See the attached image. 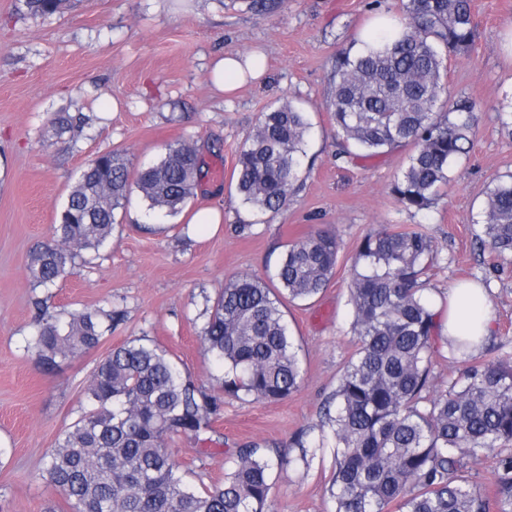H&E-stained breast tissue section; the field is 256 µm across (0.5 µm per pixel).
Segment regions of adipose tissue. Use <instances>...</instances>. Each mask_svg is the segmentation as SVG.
I'll list each match as a JSON object with an SVG mask.
<instances>
[{"mask_svg":"<svg viewBox=\"0 0 512 512\" xmlns=\"http://www.w3.org/2000/svg\"><path fill=\"white\" fill-rule=\"evenodd\" d=\"M265 73L263 57L227 54L215 63L212 79L219 91L231 93L248 82L262 79ZM485 302L486 293L479 283L461 282L449 288L441 316L443 336L480 345L492 331V318L484 308Z\"/></svg>","mask_w":512,"mask_h":512,"instance_id":"adipose-tissue-1","label":"adipose tissue"}]
</instances>
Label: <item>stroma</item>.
Returning a JSON list of instances; mask_svg holds the SVG:
<instances>
[{"mask_svg":"<svg viewBox=\"0 0 512 512\" xmlns=\"http://www.w3.org/2000/svg\"><path fill=\"white\" fill-rule=\"evenodd\" d=\"M250 2L63 0L41 15L25 0H0V512H71L39 473L58 435L86 409L88 380L113 347L144 338L203 392L220 395L221 371L201 340L220 289L237 275L270 281L285 244L317 228L335 233L340 251L327 288L284 308L301 386L276 403L221 395L217 443L173 434L172 456L191 483L222 481L240 450L256 444L277 461L266 512H335L334 438L324 412L356 349L352 258L377 225L419 226L434 239L438 262L424 293L432 309L457 282L484 286L493 318L484 349L488 359L512 361V260L492 262L476 245L487 189L512 174V133L498 120L512 109V0H472L475 41L449 59L447 81L450 96L476 101V134L450 171L447 196L425 214L404 210L389 193L408 149L336 158L328 109L336 55L376 15H400L401 0H288L264 14ZM256 49L267 59L259 83L230 96L212 86L219 55ZM285 100L312 125L311 170L286 208L256 213L237 197L231 174L260 114ZM64 113L76 122L62 134ZM177 141L196 147L203 171L183 210H152L132 193L93 268L48 292L32 288L30 255L52 238L88 161L118 151L135 173ZM205 208L219 212L220 223H190ZM238 224L250 233L237 234ZM38 299L57 316L101 308L122 320L98 348L46 370L25 349ZM313 439L323 447L299 448Z\"/></svg>","mask_w":512,"mask_h":512,"instance_id":"1","label":"stroma"}]
</instances>
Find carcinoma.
I'll use <instances>...</instances> for the list:
<instances>
[{"mask_svg":"<svg viewBox=\"0 0 512 512\" xmlns=\"http://www.w3.org/2000/svg\"><path fill=\"white\" fill-rule=\"evenodd\" d=\"M61 0H26L50 14ZM475 39L471 0H405L400 26H380L341 52L329 111L336 158H371L413 145L390 185L406 210L441 200L456 161L468 152L477 105L448 98V57ZM311 124L284 102L261 113L237 155L232 179L242 204L276 212L300 187ZM200 169L188 142L130 179L122 156L107 152L83 169L53 239L28 264L33 287L48 291L112 238L115 211L137 188L151 208L176 213L193 195ZM481 245L512 257V174L488 189ZM336 236L317 229L285 245L272 284L239 276L224 284L202 340L222 368L223 392L257 402L287 398L301 370L282 307L318 295L334 274ZM438 248L422 229L370 230L353 257L348 285L358 346L344 367L326 416L336 439L331 487L336 512H489L460 476L463 458L494 450L497 512H512V362L478 361L469 343L448 344L467 366L460 385L431 394L429 351L436 314L422 294ZM38 328L27 350L47 368L98 347L114 316L102 309L66 319L35 302ZM89 409L57 437L39 477L73 512H264L271 464L259 448L240 451L224 481L201 488L180 473L167 448L171 432L199 435L221 400L201 391L168 354L134 338L94 368Z\"/></svg>","mask_w":512,"mask_h":512,"instance_id":"obj_1","label":"carcinoma"}]
</instances>
